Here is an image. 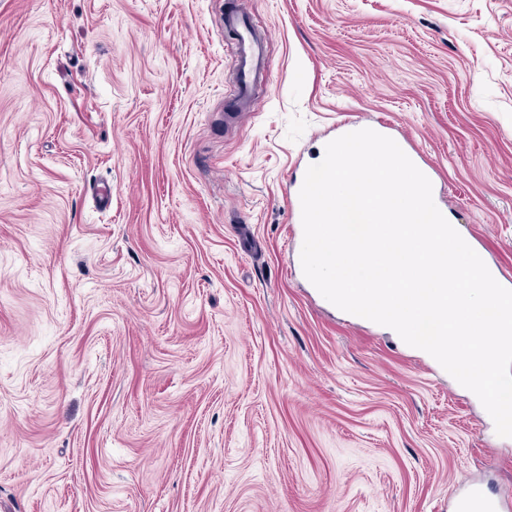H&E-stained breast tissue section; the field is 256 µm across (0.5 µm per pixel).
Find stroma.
I'll list each match as a JSON object with an SVG mask.
<instances>
[{
    "instance_id": "35a3bbf8",
    "label": "stroma",
    "mask_w": 512,
    "mask_h": 512,
    "mask_svg": "<svg viewBox=\"0 0 512 512\" xmlns=\"http://www.w3.org/2000/svg\"><path fill=\"white\" fill-rule=\"evenodd\" d=\"M384 118L512 276V0H0V512L512 501L478 397L292 271L288 182ZM225 29L231 35L236 50V69L240 74V85L234 90L242 95L250 77L269 81L270 70L263 56L266 34H261L252 25L243 22L236 14L230 13L224 21Z\"/></svg>"
}]
</instances>
